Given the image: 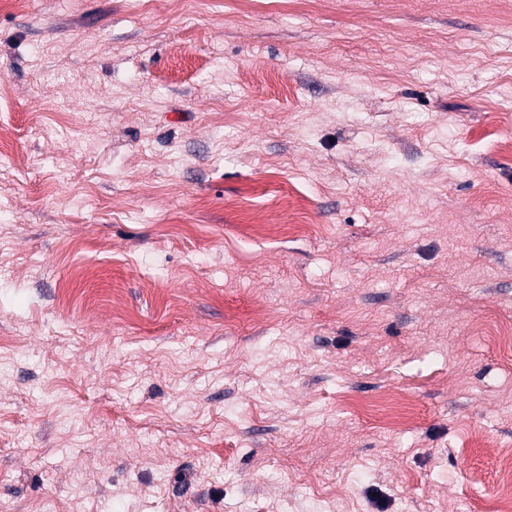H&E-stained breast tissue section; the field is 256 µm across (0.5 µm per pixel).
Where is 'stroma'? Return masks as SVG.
<instances>
[{
  "label": "stroma",
  "mask_w": 512,
  "mask_h": 512,
  "mask_svg": "<svg viewBox=\"0 0 512 512\" xmlns=\"http://www.w3.org/2000/svg\"><path fill=\"white\" fill-rule=\"evenodd\" d=\"M1 82L0 512H492L512 0H29Z\"/></svg>",
  "instance_id": "stroma-1"
}]
</instances>
